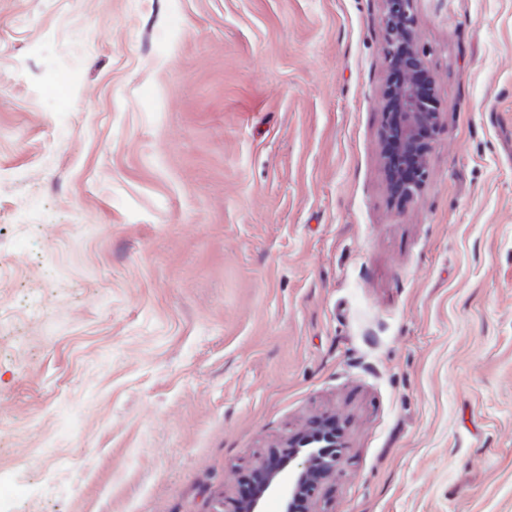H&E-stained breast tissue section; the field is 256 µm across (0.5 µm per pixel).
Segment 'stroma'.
<instances>
[{"instance_id": "stroma-1", "label": "stroma", "mask_w": 512, "mask_h": 512, "mask_svg": "<svg viewBox=\"0 0 512 512\" xmlns=\"http://www.w3.org/2000/svg\"><path fill=\"white\" fill-rule=\"evenodd\" d=\"M382 0H0V512H512V0H416L441 133L382 164ZM339 432H330L323 421L315 422L302 433L288 439L280 457L271 453L261 461L254 473L258 491L240 502L235 512H265L269 497H277L281 512H294L300 504L304 512L317 500L323 481L336 476L341 460ZM288 468V471L286 469Z\"/></svg>"}]
</instances>
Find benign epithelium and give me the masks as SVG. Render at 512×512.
<instances>
[{
  "mask_svg": "<svg viewBox=\"0 0 512 512\" xmlns=\"http://www.w3.org/2000/svg\"><path fill=\"white\" fill-rule=\"evenodd\" d=\"M380 17L382 54L388 68L402 74L400 82L386 87L380 138L383 160L392 193L406 202L418 196L427 177L426 128L434 135L440 128L437 99L420 90L431 79L421 54L415 47V0H383ZM341 460V444L336 432L315 422L287 440L281 456H267L254 473L258 491L239 503L236 512H265L266 500L276 497L281 512H317L313 505L323 481L336 476Z\"/></svg>",
  "mask_w": 512,
  "mask_h": 512,
  "instance_id": "7a95c632",
  "label": "benign epithelium"
}]
</instances>
